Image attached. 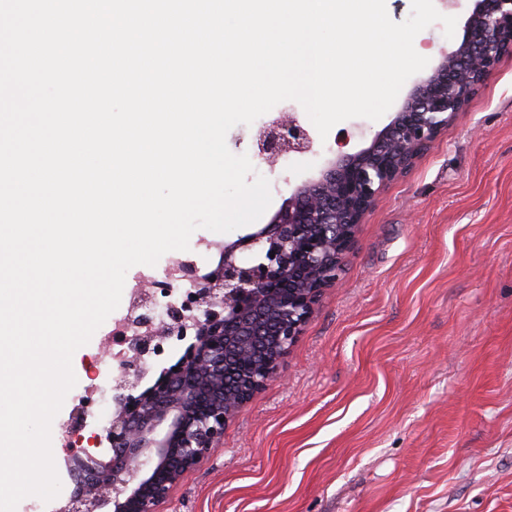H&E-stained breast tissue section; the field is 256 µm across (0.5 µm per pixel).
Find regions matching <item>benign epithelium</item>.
<instances>
[{
	"instance_id": "7a95c632",
	"label": "benign epithelium",
	"mask_w": 512,
	"mask_h": 512,
	"mask_svg": "<svg viewBox=\"0 0 512 512\" xmlns=\"http://www.w3.org/2000/svg\"><path fill=\"white\" fill-rule=\"evenodd\" d=\"M512 50V0H474L461 42L416 83L371 144L328 160L319 177L298 186L263 228L224 243L213 269L185 263L174 273L196 280L194 313L169 310L156 322L152 292L137 293L123 342L129 355L113 386L115 412L95 434L109 459L69 448L73 487L58 512H157L182 474L224 437V426L278 366L310 319L323 291L337 284L365 212L381 188L404 173ZM259 157L271 164L312 150L290 113L258 132ZM194 341L177 365L139 390L154 343Z\"/></svg>"
}]
</instances>
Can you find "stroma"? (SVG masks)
<instances>
[{"mask_svg": "<svg viewBox=\"0 0 512 512\" xmlns=\"http://www.w3.org/2000/svg\"><path fill=\"white\" fill-rule=\"evenodd\" d=\"M472 7L453 9V38L439 23L416 36L430 65L462 40ZM285 112L310 123L284 101L226 136L269 180L272 202L258 222L209 233V266L392 119L343 121L312 152L271 165L256 135ZM108 360L97 333L75 351L77 383L58 420ZM158 512H512V53L383 187L276 380Z\"/></svg>", "mask_w": 512, "mask_h": 512, "instance_id": "obj_1", "label": "stroma"}]
</instances>
